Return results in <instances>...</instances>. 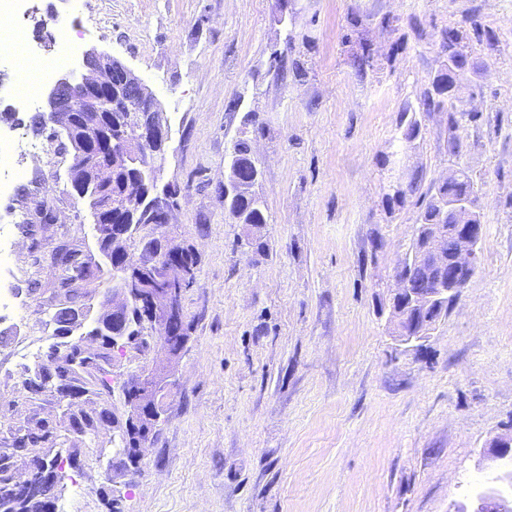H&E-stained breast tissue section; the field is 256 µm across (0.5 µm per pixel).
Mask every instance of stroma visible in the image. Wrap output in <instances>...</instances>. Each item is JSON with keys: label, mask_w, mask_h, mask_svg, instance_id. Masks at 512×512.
Segmentation results:
<instances>
[{"label": "stroma", "mask_w": 512, "mask_h": 512, "mask_svg": "<svg viewBox=\"0 0 512 512\" xmlns=\"http://www.w3.org/2000/svg\"><path fill=\"white\" fill-rule=\"evenodd\" d=\"M33 5L16 52L0 55V113L15 115L0 129L45 148L13 155L18 176L0 197L14 248L0 286L18 305L0 316V453L16 476L35 455L64 463L57 512H453L483 491L498 471L488 446L512 433V0ZM453 27L478 66L455 102L477 119L455 130L447 108L425 104ZM62 34L122 60L160 104L171 133L162 179L178 190L162 232L198 258L173 394L145 458L122 473L100 454L119 448L118 430L74 438L68 415L122 408L123 382L159 357V337L113 350L111 396L71 405L2 367L32 341L36 364L54 368L51 255L65 241L98 254L66 176L71 152L29 126L43 94L27 103L18 92L20 56H52ZM405 118L419 129L409 141ZM241 137L266 207L254 243L224 213ZM461 166L479 195V264L428 338L403 351L388 323L394 270ZM43 423L52 441L15 448Z\"/></svg>", "instance_id": "35a3bbf8"}]
</instances>
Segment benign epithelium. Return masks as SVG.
<instances>
[{"label": "benign epithelium", "instance_id": "7a95c632", "mask_svg": "<svg viewBox=\"0 0 512 512\" xmlns=\"http://www.w3.org/2000/svg\"><path fill=\"white\" fill-rule=\"evenodd\" d=\"M141 79L121 60L92 48L84 52L75 68L58 73L46 88L40 115L50 122L56 136L75 138L79 149L73 152L71 167L83 175L72 183L80 197L94 190L105 160L127 162L144 169L151 161L163 158L170 147V130L159 104L144 103ZM258 167L248 175L229 169L225 193L244 189L256 183ZM176 190L171 184L158 189L157 181L140 178L128 183L122 194L112 196L97 208L100 219L95 240L103 249L114 237L129 234L130 225L144 222L145 215L161 222L168 221L170 204ZM463 217L460 224H417L414 230L413 254L432 273L430 288L418 293L408 288L400 275L403 263L395 267L390 322L396 340L409 345L427 337L448 301L458 297L477 269L483 224L478 203L470 198H448ZM121 221L112 223L113 216ZM456 241V249L444 252L448 238ZM181 251L159 247L148 261L136 260L112 276L104 278V297L108 301L106 320L99 323L95 334L109 339L111 347H124L132 340L113 331L115 324L129 317L133 309L145 310L149 333H159L163 359L155 362L123 385V421L134 427L142 421L135 456L142 459L171 396V377L181 356L186 337L176 335L174 323L183 316L182 293L186 289L184 273L177 266ZM60 399L72 402L84 396L83 389L68 379L50 384ZM496 459H512V436L493 439ZM12 490L18 498H36L44 503L45 512H54L60 490L59 471L48 468L42 458L30 459L24 480L12 477ZM472 511L459 506L453 512H512V498L501 489L489 488L475 497Z\"/></svg>", "mask_w": 512, "mask_h": 512}]
</instances>
